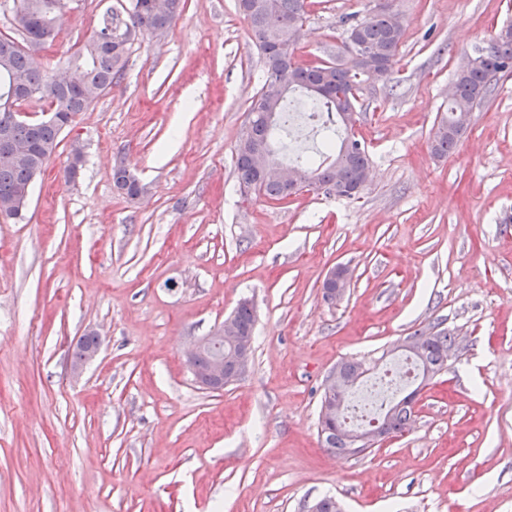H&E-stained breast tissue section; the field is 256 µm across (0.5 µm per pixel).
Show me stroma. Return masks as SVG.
<instances>
[{"instance_id": "stroma-1", "label": "stroma", "mask_w": 512, "mask_h": 512, "mask_svg": "<svg viewBox=\"0 0 512 512\" xmlns=\"http://www.w3.org/2000/svg\"><path fill=\"white\" fill-rule=\"evenodd\" d=\"M308 3L301 64L335 58L345 18L377 0ZM396 5L393 72L360 95L372 168L355 199L241 195L235 148L264 67L236 0H183L165 33L133 35L123 76L61 133L25 220H0V512H307L326 496L343 512H512V76L448 157L431 152L456 70L512 22V0ZM128 7L75 0L46 67ZM121 166L138 198L115 189ZM339 266L350 286L330 305ZM245 299L250 368L202 389L185 352ZM433 328L456 346L411 429L328 452L317 427L336 364L393 360ZM90 333L101 351L72 374ZM351 280L347 267L341 266L330 271L326 277L327 288L323 290V297L329 304H335L344 297Z\"/></svg>"}]
</instances>
